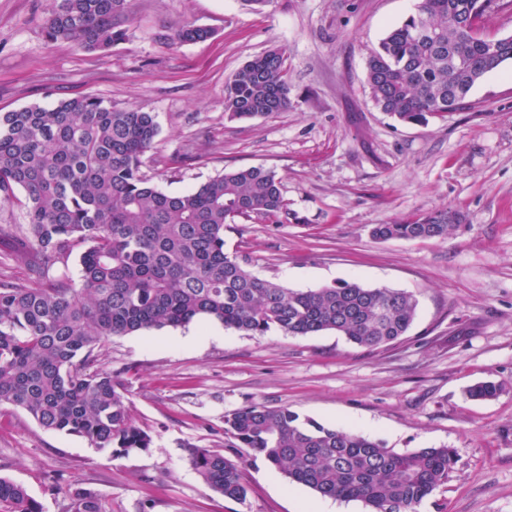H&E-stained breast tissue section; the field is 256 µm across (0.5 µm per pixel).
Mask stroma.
<instances>
[{"mask_svg": "<svg viewBox=\"0 0 512 512\" xmlns=\"http://www.w3.org/2000/svg\"><path fill=\"white\" fill-rule=\"evenodd\" d=\"M48 0H0V112L95 94L154 112L159 134L141 172L167 193L248 166L274 170L292 221L237 219L225 252L292 289L339 281L411 292L414 322L368 351L333 331L249 336L216 323L108 341L101 367L123 370L148 451L116 459L82 437L0 407V475L43 512H66L54 483L92 488L112 512H309L319 496L289 483L224 417L250 404L382 441L396 451L454 448L447 483L419 512H512V61L472 89L477 109L403 124L380 112L366 59L417 0H128L125 41L87 52L47 43ZM211 36L169 44L185 24ZM288 51V109L237 121L232 75L276 46ZM462 221L447 238L379 241L375 225L436 209ZM499 383L490 400L467 389ZM237 460L244 499L209 490L189 447Z\"/></svg>", "mask_w": 512, "mask_h": 512, "instance_id": "stroma-1", "label": "stroma"}]
</instances>
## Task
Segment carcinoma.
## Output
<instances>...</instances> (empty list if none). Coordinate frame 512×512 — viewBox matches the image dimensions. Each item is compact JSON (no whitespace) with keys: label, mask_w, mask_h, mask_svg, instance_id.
I'll list each match as a JSON object with an SVG mask.
<instances>
[{"label":"carcinoma","mask_w":512,"mask_h":512,"mask_svg":"<svg viewBox=\"0 0 512 512\" xmlns=\"http://www.w3.org/2000/svg\"><path fill=\"white\" fill-rule=\"evenodd\" d=\"M498 7L497 0H419L368 56L375 107L410 124L476 108L471 89L512 60L511 36L493 39L476 26ZM126 11L127 0H50L44 35L49 43L106 49L125 39L116 21ZM209 36L187 25L172 41ZM286 60L285 48L275 47L240 67L224 96L227 117L269 118L288 109ZM158 134L154 113L136 105L119 110L91 94L0 112V207L19 203L26 218L1 224L0 236L19 238L10 261L28 273L23 282L0 279V406L83 437L112 459L152 443L132 419L121 372L97 366L96 350L114 336L214 321L253 336L334 330L377 350L407 333L417 308L413 294L392 288L344 281L294 290L252 274L224 251V227L237 217L288 222L276 173L239 168L166 193L140 171ZM461 221L456 211L432 210L378 224L372 236L445 239ZM76 251L75 282L66 267ZM498 390L484 382L468 396L489 399ZM224 434L290 481L322 497L361 501L369 512H417L456 463L452 448L396 452L286 407L237 409L224 417ZM188 462L213 491L245 498L238 461L194 447ZM56 490L67 498V512H112L91 488ZM0 512L42 508L22 485L0 476Z\"/></svg>","instance_id":"cac0c4a2"}]
</instances>
